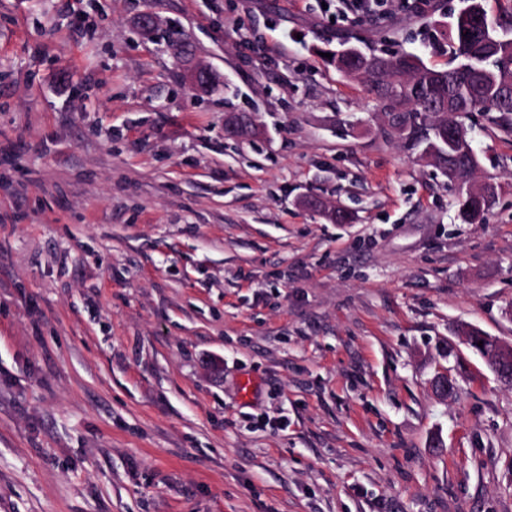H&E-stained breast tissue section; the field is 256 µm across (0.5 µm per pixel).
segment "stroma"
I'll list each match as a JSON object with an SVG mask.
<instances>
[{
    "instance_id": "35a3bbf8",
    "label": "stroma",
    "mask_w": 512,
    "mask_h": 512,
    "mask_svg": "<svg viewBox=\"0 0 512 512\" xmlns=\"http://www.w3.org/2000/svg\"><path fill=\"white\" fill-rule=\"evenodd\" d=\"M465 5L0 0V512H512V134L462 223L327 57ZM466 344L470 349L486 358L490 367L494 371L495 359L497 356V349L499 348V341L492 336H485L478 330H470L467 332ZM479 341H483L482 346H478Z\"/></svg>"
}]
</instances>
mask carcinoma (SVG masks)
I'll return each mask as SVG.
<instances>
[{
	"mask_svg": "<svg viewBox=\"0 0 512 512\" xmlns=\"http://www.w3.org/2000/svg\"><path fill=\"white\" fill-rule=\"evenodd\" d=\"M443 37L457 61L448 69L429 68L420 57L401 50L367 53L377 61L370 92L391 114L399 137L433 154L441 173L458 191L462 221L482 224L495 203L497 188L485 185L476 194L466 187L474 169L473 153L469 139H447L448 123L457 125L470 112H496L495 123L512 132V39L476 35L459 16ZM466 344L495 365L497 339L472 329Z\"/></svg>",
	"mask_w": 512,
	"mask_h": 512,
	"instance_id": "1",
	"label": "carcinoma"
}]
</instances>
